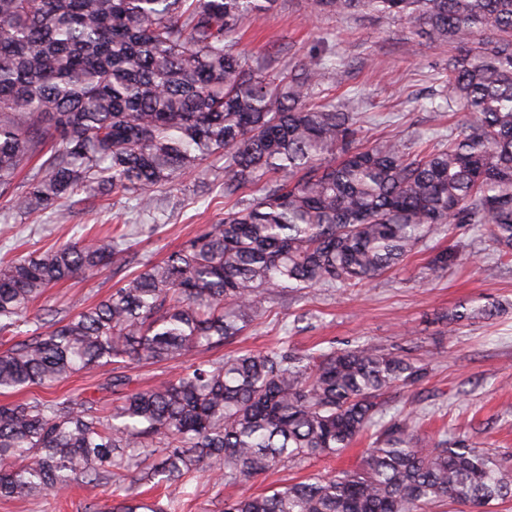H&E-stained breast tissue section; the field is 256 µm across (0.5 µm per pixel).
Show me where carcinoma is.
I'll use <instances>...</instances> for the list:
<instances>
[{
	"label": "carcinoma",
	"mask_w": 512,
	"mask_h": 512,
	"mask_svg": "<svg viewBox=\"0 0 512 512\" xmlns=\"http://www.w3.org/2000/svg\"><path fill=\"white\" fill-rule=\"evenodd\" d=\"M275 0H0V197L23 213L76 196L153 192L191 174L230 208L165 260L64 318L30 306L47 289L121 259L129 233L80 238L0 261V394L47 388L95 366L192 356L147 389L115 375L94 396L0 403V498L74 483L121 492L112 512H179L201 465L242 485L286 464L333 457L367 432L360 468L224 500V512H486L512 500V464L490 448L383 421V396L425 379L405 351L213 352L285 292L354 288L431 234L489 225L512 254V0H314L326 14L403 18L460 53L448 109L470 119L415 153L395 137L356 141V97L312 101L331 59L271 74L239 47L245 19ZM224 158V176L208 179ZM461 260L436 252L438 277ZM492 303L448 316L453 323ZM172 488L167 504L135 493Z\"/></svg>",
	"instance_id": "cac0c4a2"
}]
</instances>
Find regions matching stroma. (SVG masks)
I'll use <instances>...</instances> for the list:
<instances>
[{
	"mask_svg": "<svg viewBox=\"0 0 512 512\" xmlns=\"http://www.w3.org/2000/svg\"><path fill=\"white\" fill-rule=\"evenodd\" d=\"M242 46L270 69L301 64L317 49L334 55L335 69L324 71L315 101L346 92L358 94L359 139L369 144L390 136L415 148L440 141L464 112L431 109L430 99L443 89L454 45L437 43L407 20L379 15L330 16L312 0H277L265 17L246 21ZM194 177L179 178L161 192L156 217L139 216L133 200L120 196L94 204L73 203L63 214L26 216L0 199V256H25L88 234L105 235L124 225L143 226L133 237V262L160 261L202 225L224 216L222 197L201 200ZM455 247L465 257L439 278L424 277L430 257ZM119 276L106 269L93 278H76L47 290L35 304L67 315L95 304L111 292ZM498 303L494 316L449 324L460 307ZM287 339L298 351L328 346L351 348L364 340L400 348L428 363L420 384L387 394L390 411L417 416L426 435L460 437L480 448L512 453V255L493 252L483 224H459L434 235L405 265L354 289L316 288L288 292L270 300L256 325L228 343L231 351H260ZM183 362H128L118 371L132 386L145 389L183 369ZM112 366L78 373L63 383L39 389L47 399L96 393L113 375ZM361 446L336 458H320L256 477L246 486L217 481L211 470L197 473L195 494L182 512H223L225 498L262 493L283 480L302 481L340 468L361 465ZM111 512L112 493L102 486H80L39 497L0 499V512H85L86 503Z\"/></svg>",
	"mask_w": 512,
	"mask_h": 512,
	"instance_id": "35a3bbf8",
	"label": "stroma"
}]
</instances>
